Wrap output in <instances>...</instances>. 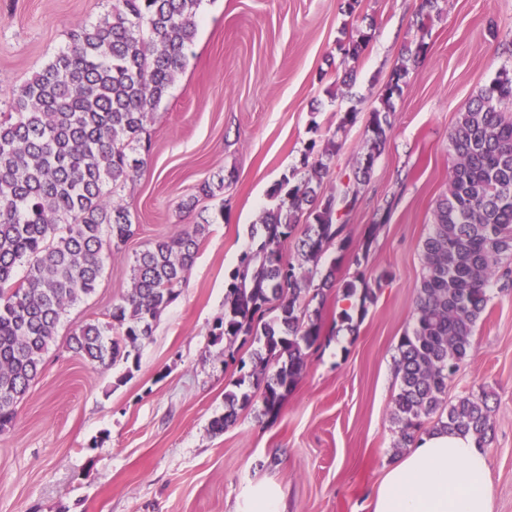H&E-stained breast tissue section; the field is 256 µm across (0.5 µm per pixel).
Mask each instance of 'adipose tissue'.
Returning <instances> with one entry per match:
<instances>
[{
  "mask_svg": "<svg viewBox=\"0 0 512 512\" xmlns=\"http://www.w3.org/2000/svg\"><path fill=\"white\" fill-rule=\"evenodd\" d=\"M370 512H493L490 456L468 434L418 435L387 464Z\"/></svg>",
  "mask_w": 512,
  "mask_h": 512,
  "instance_id": "1",
  "label": "adipose tissue"
}]
</instances>
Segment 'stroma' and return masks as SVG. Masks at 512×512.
<instances>
[{
	"mask_svg": "<svg viewBox=\"0 0 512 512\" xmlns=\"http://www.w3.org/2000/svg\"><path fill=\"white\" fill-rule=\"evenodd\" d=\"M346 2L203 0L185 65L147 125L143 167L122 192L136 233L106 261L95 293L67 309L13 427L0 434V512H248L256 490L276 487L287 512H369L385 464L399 454L396 346L412 326L422 242L448 190V137L478 89L512 69V0H440L427 54L395 101L391 138L344 220L357 239L384 205L390 218L364 268L327 253L339 277L385 270L389 280L351 331L329 293L322 336L279 417L260 416L255 402L217 434L210 423L250 350L231 361L211 334L252 224L308 143L324 140L353 108L358 121L342 135L324 184L351 174L369 115L417 38L411 21L421 0H361L351 15ZM110 7L0 0V112L13 89L68 45L73 28ZM346 25L370 29L371 41L344 86L332 76ZM217 178L223 189L198 198L200 184ZM192 197L195 209H182ZM201 222L208 232L195 263L141 345L137 368L74 356L67 336L129 291L135 254ZM472 343L446 400L490 393L493 512H512V292L494 294Z\"/></svg>",
	"mask_w": 512,
	"mask_h": 512,
	"instance_id": "1",
	"label": "stroma"
}]
</instances>
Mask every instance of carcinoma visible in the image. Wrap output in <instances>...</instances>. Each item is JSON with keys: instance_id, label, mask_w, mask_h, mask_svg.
Returning a JSON list of instances; mask_svg holds the SVG:
<instances>
[{"instance_id": "obj_1", "label": "carcinoma", "mask_w": 512, "mask_h": 512, "mask_svg": "<svg viewBox=\"0 0 512 512\" xmlns=\"http://www.w3.org/2000/svg\"><path fill=\"white\" fill-rule=\"evenodd\" d=\"M202 0H112V10L70 33L57 53L0 112V433L17 417V404L38 377L67 307L94 293L107 259L134 236L120 192L138 173L137 149L153 111L167 95L197 32ZM439 0H422L413 21L415 47L393 73L382 106L370 113L362 152L342 187H324L340 148L339 133L358 112L340 116L334 132L311 141L300 167L274 188L262 212L255 246L244 251L224 292V319L213 341L253 347L251 370L224 389L217 432L235 425L237 408L257 400L260 415H279L302 378L306 351L322 333L319 311L335 289L359 315L388 278H337L332 247L357 267L367 260L392 204L386 203L362 240L353 243L340 207L353 208L393 129V100L403 92L407 62L427 52L425 36ZM371 35L338 42L341 64L357 61ZM453 162L448 191L437 201L422 243L424 273L416 287L413 324L397 344L400 380L392 419L397 447H409L428 420L473 435L488 447L494 434L489 395L468 392L449 405L443 395L471 349L491 292L512 291V75L502 70L458 113L448 138ZM207 225L193 224L137 253L130 291L105 314L79 325L68 349L95 366L135 355L178 295L195 262ZM296 237V257L281 245ZM24 275L17 277L18 269Z\"/></svg>"}]
</instances>
